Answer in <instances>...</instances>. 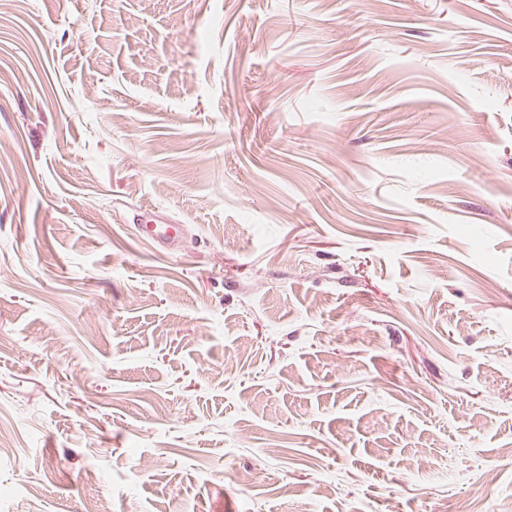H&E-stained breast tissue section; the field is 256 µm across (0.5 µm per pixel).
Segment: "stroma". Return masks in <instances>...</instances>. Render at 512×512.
Returning <instances> with one entry per match:
<instances>
[{
  "label": "stroma",
  "mask_w": 512,
  "mask_h": 512,
  "mask_svg": "<svg viewBox=\"0 0 512 512\" xmlns=\"http://www.w3.org/2000/svg\"><path fill=\"white\" fill-rule=\"evenodd\" d=\"M0 433V512H512V0H0ZM144 226L147 229H151L152 239L158 247L171 254H174L178 250V226L168 225L161 227L158 224Z\"/></svg>",
  "instance_id": "obj_1"
}]
</instances>
